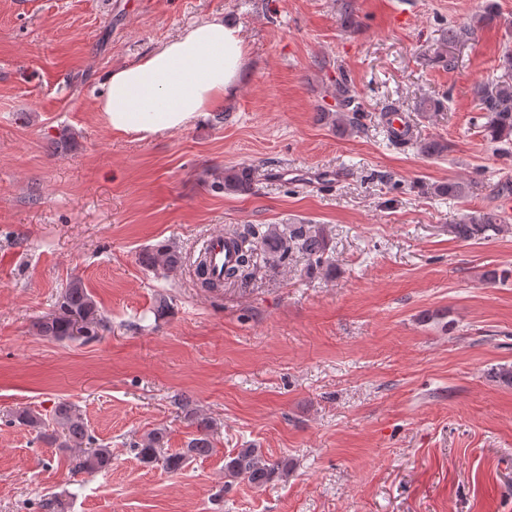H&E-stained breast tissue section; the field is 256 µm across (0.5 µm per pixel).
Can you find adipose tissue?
Returning <instances> with one entry per match:
<instances>
[{
	"instance_id": "ef3b65f1",
	"label": "adipose tissue",
	"mask_w": 512,
	"mask_h": 512,
	"mask_svg": "<svg viewBox=\"0 0 512 512\" xmlns=\"http://www.w3.org/2000/svg\"><path fill=\"white\" fill-rule=\"evenodd\" d=\"M247 54L239 28L212 17L112 68L97 110L113 132L139 140L181 129L235 93Z\"/></svg>"
}]
</instances>
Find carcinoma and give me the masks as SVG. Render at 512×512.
Instances as JSON below:
<instances>
[{"mask_svg": "<svg viewBox=\"0 0 512 512\" xmlns=\"http://www.w3.org/2000/svg\"><path fill=\"white\" fill-rule=\"evenodd\" d=\"M495 5L490 3L478 15L467 30L489 26L497 20ZM474 97L482 105L486 122L482 125L487 139L494 143L512 141V78L507 77L494 83H477L472 89ZM334 112L320 113L336 131L345 134L357 129L363 112L356 103L350 84L346 80L337 83ZM407 143L418 153L429 157H442L448 152V142L439 138H417L409 136ZM255 171L249 166L224 170L221 188L227 193L248 194L252 192ZM468 185L463 181H448L434 184L430 193L448 200L459 199L466 194ZM508 230L503 217L494 210L466 215L460 222L448 226V232L461 241L487 237L488 232L500 233ZM237 239L238 263L224 273V281L235 282L248 275L255 267V256L260 254L270 268L288 264V260L300 254L309 260V266L330 267L329 239L324 230L316 224H254L247 234L232 232ZM146 267L175 270L183 263V253L172 242H163L147 250L141 257ZM33 328L37 335L49 340L72 339L78 334L86 338L98 336L104 328V320L98 304L81 280H71L56 306V309L38 319ZM184 420L195 427V435L179 452H161L164 434L160 431L148 433L137 445L138 455L147 463H159L167 471L180 469L188 460L207 455L212 448L211 432L213 423L209 418L181 405ZM12 421L31 429H42L43 420L33 411L22 408L13 413ZM52 421L61 438L59 447L71 451L69 469L74 474L102 472L112 466V451L95 440L88 433L83 417L76 406L60 400L55 404ZM225 477L232 480L246 479L255 486H264L276 477L288 475V459H271L260 448H240L224 463Z\"/></svg>", "mask_w": 512, "mask_h": 512, "instance_id": "obj_1", "label": "carcinoma"}]
</instances>
